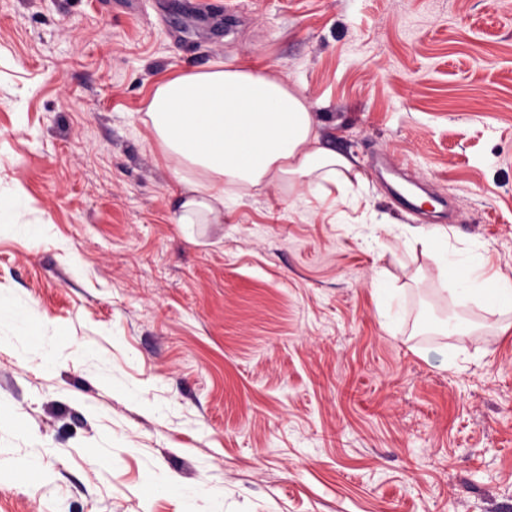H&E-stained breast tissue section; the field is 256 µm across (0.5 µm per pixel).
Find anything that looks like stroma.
Segmentation results:
<instances>
[{
	"label": "stroma",
	"instance_id": "stroma-1",
	"mask_svg": "<svg viewBox=\"0 0 512 512\" xmlns=\"http://www.w3.org/2000/svg\"><path fill=\"white\" fill-rule=\"evenodd\" d=\"M216 63L287 78L360 202L275 182L223 223L167 220L179 187L143 109L164 77ZM0 290L99 337L164 420L61 359L0 352V512H183L156 474L224 486L226 512H512V313L439 293L401 226L440 224L512 274V0H0ZM410 184L448 203L396 206ZM407 321L379 322L375 274ZM461 321L427 334L422 312ZM445 346L455 365L420 352ZM111 432L110 458L90 453ZM37 453L40 473L22 461ZM207 469H200V461ZM26 206L21 202L20 192L14 184L0 182V218L1 222L8 218L7 224L14 235L20 239L32 237L39 229V225L21 219Z\"/></svg>",
	"mask_w": 512,
	"mask_h": 512
}]
</instances>
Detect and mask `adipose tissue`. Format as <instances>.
<instances>
[{
  "label": "adipose tissue",
  "mask_w": 512,
  "mask_h": 512,
  "mask_svg": "<svg viewBox=\"0 0 512 512\" xmlns=\"http://www.w3.org/2000/svg\"><path fill=\"white\" fill-rule=\"evenodd\" d=\"M150 128L164 157L180 162L174 177L181 194L169 211L170 223L183 227L220 224L224 213L250 191L284 180L305 183L313 193H354L364 181L346 156L320 145V133L301 90L280 76L225 64L170 76L160 81L145 108ZM406 243L430 251L450 269L443 291L460 301L484 300L512 307V276L493 269L486 251H459L440 225L406 229ZM0 347L23 360L51 369L62 349L74 366L110 393L129 389L102 357L94 336L74 338L51 323H36L25 295L0 291ZM146 492L175 496L186 512H224V487L207 481L186 486L154 477L145 461Z\"/></svg>",
  "instance_id": "ef3b65f1"
}]
</instances>
